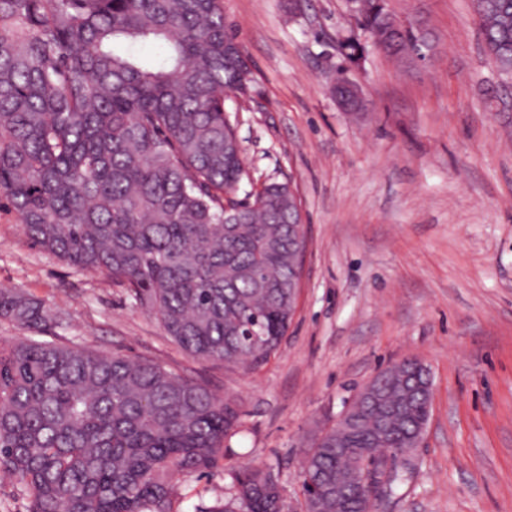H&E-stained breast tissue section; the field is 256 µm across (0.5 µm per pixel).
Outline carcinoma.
<instances>
[{"label": "carcinoma", "mask_w": 512, "mask_h": 512, "mask_svg": "<svg viewBox=\"0 0 512 512\" xmlns=\"http://www.w3.org/2000/svg\"><path fill=\"white\" fill-rule=\"evenodd\" d=\"M473 9L486 55L512 74V0ZM358 19L388 55L434 49L425 21L397 23L384 0H358ZM235 37L223 0H0V198L32 245L123 285L189 356L255 369L287 335L304 241L284 184L234 197L247 173L226 101L249 70ZM2 318L50 336L0 338V476L27 512H181L173 476L217 467L238 403L61 341L62 313L15 289H0ZM429 382L423 365L383 370L387 400L305 451V512H342L350 448L375 454L397 494ZM281 498L270 471L244 465L195 512H279Z\"/></svg>", "instance_id": "carcinoma-1"}]
</instances>
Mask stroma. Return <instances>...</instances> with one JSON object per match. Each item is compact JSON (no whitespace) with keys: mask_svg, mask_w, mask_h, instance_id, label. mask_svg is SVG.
Instances as JSON below:
<instances>
[{"mask_svg":"<svg viewBox=\"0 0 512 512\" xmlns=\"http://www.w3.org/2000/svg\"><path fill=\"white\" fill-rule=\"evenodd\" d=\"M400 23L424 17L436 53L402 62L359 31L346 0H224L252 71L227 102L249 178L240 194L292 182L307 239L288 334L245 371L189 357L126 289L33 246L0 209V288L59 308V334L106 354L148 358L241 407L228 456L177 483L182 512L270 469L304 512L305 450L375 373L424 362L431 416L410 474L379 512H512V81L484 53L472 0H388ZM356 34L344 65L336 39ZM346 66L368 103L330 91Z\"/></svg>","mask_w":512,"mask_h":512,"instance_id":"stroma-1","label":"stroma"}]
</instances>
